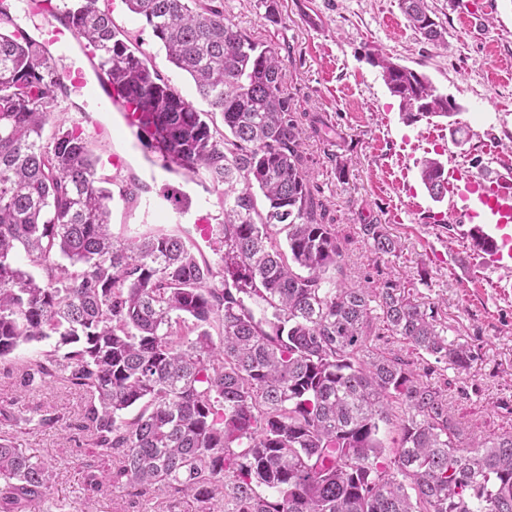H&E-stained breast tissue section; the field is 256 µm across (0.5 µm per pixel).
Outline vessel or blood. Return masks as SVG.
<instances>
[{
  "mask_svg": "<svg viewBox=\"0 0 512 512\" xmlns=\"http://www.w3.org/2000/svg\"><path fill=\"white\" fill-rule=\"evenodd\" d=\"M45 19L49 30L43 39L44 46L78 45V36L71 27L60 23L55 7H48ZM107 82V77L91 60L74 68L71 74L72 86L97 102L96 115L84 118L89 135L96 139L108 134L109 114L117 101L116 95L103 94L102 87ZM448 193L453 216L484 225L492 244L490 258L499 267L512 268V178L500 175L477 180L467 171L456 169L448 176Z\"/></svg>",
  "mask_w": 512,
  "mask_h": 512,
  "instance_id": "b4317fda",
  "label": "vessel or blood"
}]
</instances>
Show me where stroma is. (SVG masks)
<instances>
[{"instance_id":"1","label":"stroma","mask_w":512,"mask_h":512,"mask_svg":"<svg viewBox=\"0 0 512 512\" xmlns=\"http://www.w3.org/2000/svg\"><path fill=\"white\" fill-rule=\"evenodd\" d=\"M277 18L268 20L261 0H224V15L255 40L277 47L285 88L302 131L301 151L323 223L334 225L342 246L345 284L378 285L396 280L421 301L434 303L448 328V340L474 349L464 372L447 370L448 405L467 437L483 439L512 431V271L485 267L486 255L473 245L472 225L448 215V201L433 200L419 166L439 157L445 167L464 166L477 178L512 174V0H428L447 30V48H437L411 28L400 0H276ZM112 18L132 44L150 58L165 79L190 101L199 96L191 77L166 59L145 21L122 0H111ZM381 52L424 74L441 94L455 100L456 122L470 134L452 141L446 119L406 123L371 62ZM96 156L118 153L121 168L105 167L115 184L136 180L138 202L114 199L111 229L134 237L145 224L173 227L172 205L163 194L188 192L210 217L221 216L224 190L186 188L181 175L149 172L133 150L122 123L112 125L111 142L94 141ZM347 163L338 174L337 160ZM381 224L400 242L398 256L377 258L362 225ZM210 262L219 257L201 243L195 224H178ZM78 390L49 383L34 390L0 372V407L60 417L51 429L28 426L17 442L49 468L53 498L70 512H194L192 501H173L158 490L86 489L88 449L73 425L83 409Z\"/></svg>"}]
</instances>
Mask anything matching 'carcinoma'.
Returning a JSON list of instances; mask_svg holds the SVG:
<instances>
[{
	"label": "carcinoma",
	"mask_w": 512,
	"mask_h": 512,
	"mask_svg": "<svg viewBox=\"0 0 512 512\" xmlns=\"http://www.w3.org/2000/svg\"><path fill=\"white\" fill-rule=\"evenodd\" d=\"M124 2L210 110L131 50L100 0L62 9L101 53L122 105L141 114L136 135L156 163L224 187L223 222L211 227L224 265L198 258L178 228L110 231L114 195L134 202L142 186L107 188L77 123L43 138L66 87L47 50L0 7V360L55 340L20 364L19 385L83 392L74 428L117 461L108 485L188 498L197 512L219 497L224 512H512V433L466 440L432 380L467 370L474 350L448 343L435 305L395 280L336 285L341 247L333 225L314 218L278 51L228 21L223 0ZM400 4L422 38L446 44L427 0ZM371 63L406 122L454 115L425 75L379 54ZM420 177L433 198L448 194L440 160H423ZM363 232L379 258L400 250L381 224ZM20 249L39 277L16 266ZM387 336L421 362L382 350ZM0 415L16 427L59 422ZM395 418L388 448L381 425ZM47 503L66 512L50 500L45 464L1 432L0 512Z\"/></svg>",
	"instance_id": "obj_1"
}]
</instances>
